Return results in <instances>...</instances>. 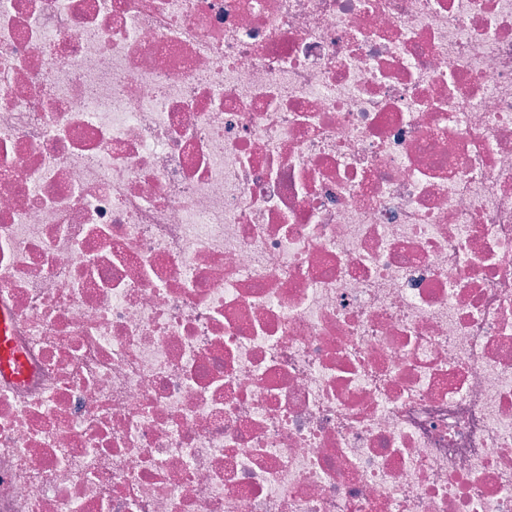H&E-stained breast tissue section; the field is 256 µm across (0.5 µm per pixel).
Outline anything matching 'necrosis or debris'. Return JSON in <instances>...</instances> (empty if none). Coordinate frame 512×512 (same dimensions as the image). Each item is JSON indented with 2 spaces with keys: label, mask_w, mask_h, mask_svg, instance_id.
<instances>
[{
  "label": "necrosis or debris",
  "mask_w": 512,
  "mask_h": 512,
  "mask_svg": "<svg viewBox=\"0 0 512 512\" xmlns=\"http://www.w3.org/2000/svg\"><path fill=\"white\" fill-rule=\"evenodd\" d=\"M0 512H512V0H0ZM8 315L1 309L0 310V368L9 369L15 375L21 376L24 372V365L22 358L13 350L10 339L7 336L9 329Z\"/></svg>",
  "instance_id": "necrosis-or-debris-1"
}]
</instances>
